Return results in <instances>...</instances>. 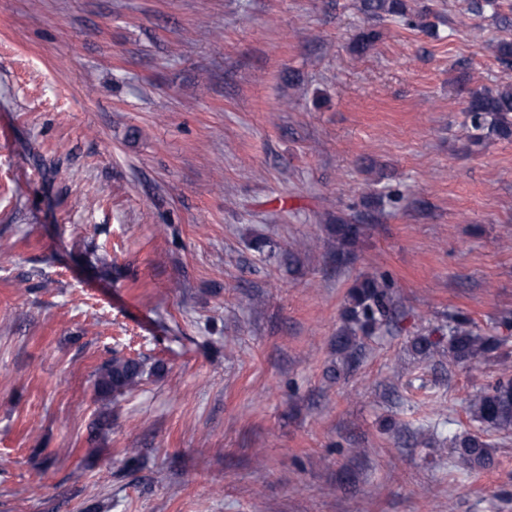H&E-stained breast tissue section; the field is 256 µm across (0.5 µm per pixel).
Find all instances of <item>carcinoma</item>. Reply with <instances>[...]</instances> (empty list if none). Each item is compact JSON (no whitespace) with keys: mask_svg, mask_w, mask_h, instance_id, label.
<instances>
[{"mask_svg":"<svg viewBox=\"0 0 512 512\" xmlns=\"http://www.w3.org/2000/svg\"><path fill=\"white\" fill-rule=\"evenodd\" d=\"M469 10L476 15L491 12L495 24L512 27V15L502 12L501 0H470ZM361 11L369 18L384 15L399 16L413 23L406 0H361ZM497 59L512 67V40L502 38L494 45ZM465 112L470 121V143L480 147L490 137L512 139V84L495 88L476 87L469 91ZM336 252L333 259L343 263L351 258V247L361 228L358 224L340 222L333 228ZM395 307L390 286L375 277H365L350 290L346 317L348 326L336 336V354L342 365L356 362L361 351L359 335L369 334L373 328L388 321ZM506 340L479 333L467 318H458L451 327L446 344L433 342L425 336L415 339L413 350L423 358L439 348L452 364H464L481 356L495 354L501 365L500 375L487 390L473 395L467 410L471 419L483 426L482 432L468 434L455 443L454 467L460 472H471L493 464V448L484 438L490 431L512 430V362L506 350ZM147 374L143 362L119 352L104 362L95 374L94 390L103 401H109L136 389Z\"/></svg>","mask_w":512,"mask_h":512,"instance_id":"cac0c4a2","label":"carcinoma"}]
</instances>
